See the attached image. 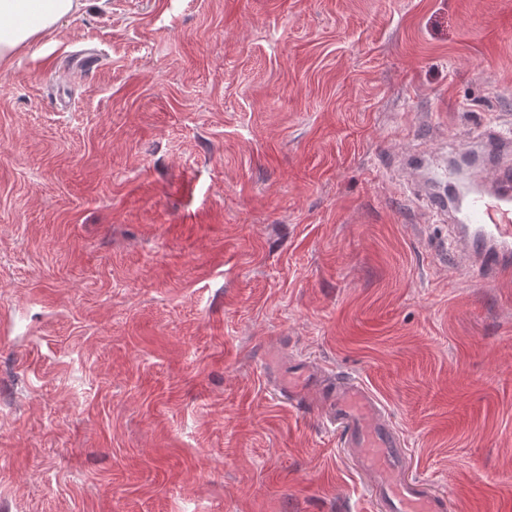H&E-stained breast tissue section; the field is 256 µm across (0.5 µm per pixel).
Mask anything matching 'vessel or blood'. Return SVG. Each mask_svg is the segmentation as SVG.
Returning <instances> with one entry per match:
<instances>
[{"instance_id": "vessel-or-blood-1", "label": "vessel or blood", "mask_w": 512, "mask_h": 512, "mask_svg": "<svg viewBox=\"0 0 512 512\" xmlns=\"http://www.w3.org/2000/svg\"><path fill=\"white\" fill-rule=\"evenodd\" d=\"M461 152H481L486 158L485 188L462 208H448L435 197L434 209H450V243L464 265L479 277L499 280L512 275V136L486 128ZM294 380L278 385L289 404L303 406L309 390H319L326 418L341 448L367 480V490L378 512H447L443 493L410 477L409 459L384 406L355 378L327 375L316 364L299 361Z\"/></svg>"}]
</instances>
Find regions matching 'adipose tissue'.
<instances>
[{
	"label": "adipose tissue",
	"mask_w": 512,
	"mask_h": 512,
	"mask_svg": "<svg viewBox=\"0 0 512 512\" xmlns=\"http://www.w3.org/2000/svg\"><path fill=\"white\" fill-rule=\"evenodd\" d=\"M82 5V0H0V64L38 35L54 31Z\"/></svg>",
	"instance_id": "adipose-tissue-1"
}]
</instances>
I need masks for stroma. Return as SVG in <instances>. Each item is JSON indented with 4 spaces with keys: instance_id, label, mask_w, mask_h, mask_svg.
I'll return each mask as SVG.
<instances>
[{
    "instance_id": "35a3bbf8",
    "label": "stroma",
    "mask_w": 512,
    "mask_h": 512,
    "mask_svg": "<svg viewBox=\"0 0 512 512\" xmlns=\"http://www.w3.org/2000/svg\"><path fill=\"white\" fill-rule=\"evenodd\" d=\"M499 118L512 0H90L0 65V512H373L297 359L512 512V282L401 166Z\"/></svg>"
}]
</instances>
